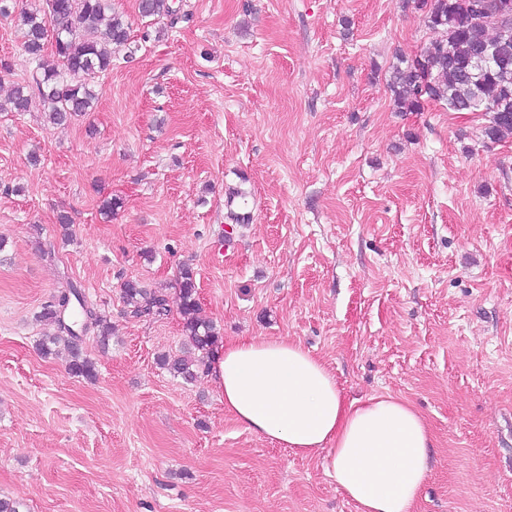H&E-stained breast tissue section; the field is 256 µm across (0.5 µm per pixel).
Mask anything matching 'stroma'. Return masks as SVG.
I'll list each match as a JSON object with an SVG mask.
<instances>
[{"instance_id":"1","label":"stroma","mask_w":512,"mask_h":512,"mask_svg":"<svg viewBox=\"0 0 512 512\" xmlns=\"http://www.w3.org/2000/svg\"><path fill=\"white\" fill-rule=\"evenodd\" d=\"M169 2L172 26L114 0L130 39L91 112L58 128L37 101L0 112V498L358 512L327 453L252 433L208 376L159 365L182 318L133 316L123 285L172 296L187 266L220 342L300 341L345 398L416 408L433 446L415 512H512V139L441 101L395 110L390 71L431 37L415 0ZM21 43L0 17V100L24 80ZM69 280L112 325L83 342L92 380L39 351Z\"/></svg>"}]
</instances>
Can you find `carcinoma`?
Segmentation results:
<instances>
[{"instance_id": "carcinoma-1", "label": "carcinoma", "mask_w": 512, "mask_h": 512, "mask_svg": "<svg viewBox=\"0 0 512 512\" xmlns=\"http://www.w3.org/2000/svg\"><path fill=\"white\" fill-rule=\"evenodd\" d=\"M47 10H15L13 0H0V16L16 17L22 51L29 64L25 83L13 88L0 112H27L33 96L45 107L47 120L64 125L92 110L95 82L112 70V46L127 44L128 24L115 12L112 0H45ZM479 0H420L433 37L410 58H401L389 77L393 102L400 112H419L423 100L444 101L453 112L490 114L485 136L493 143L512 138V17L497 24L475 19L470 7ZM141 17L178 20L168 0H139ZM52 36L51 54L45 40ZM194 272L180 273L178 309L187 344L181 354L164 355L160 365L190 381L209 370L210 354L218 341L213 323L198 316ZM123 299L136 317L163 315L167 293L136 281L124 284ZM41 318L56 325V333L41 343L48 356L63 345L69 371L96 378L94 363L82 350L88 329L101 341L110 335L106 316L90 305L77 285L68 282L43 308Z\"/></svg>"}]
</instances>
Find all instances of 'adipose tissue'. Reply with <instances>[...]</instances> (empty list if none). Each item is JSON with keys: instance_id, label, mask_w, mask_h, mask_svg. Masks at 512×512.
Returning <instances> with one entry per match:
<instances>
[{"instance_id": "ef3b65f1", "label": "adipose tissue", "mask_w": 512, "mask_h": 512, "mask_svg": "<svg viewBox=\"0 0 512 512\" xmlns=\"http://www.w3.org/2000/svg\"><path fill=\"white\" fill-rule=\"evenodd\" d=\"M210 380L247 429L303 455L327 451L328 474L359 512H414L432 437L409 401H347L318 357L282 338L224 343Z\"/></svg>"}]
</instances>
